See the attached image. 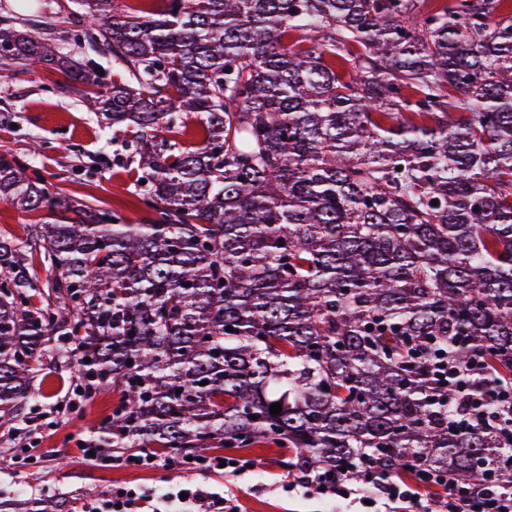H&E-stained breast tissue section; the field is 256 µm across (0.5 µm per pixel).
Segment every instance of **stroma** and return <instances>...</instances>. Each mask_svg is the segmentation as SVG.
Returning <instances> with one entry per match:
<instances>
[{
    "instance_id": "obj_1",
    "label": "stroma",
    "mask_w": 512,
    "mask_h": 512,
    "mask_svg": "<svg viewBox=\"0 0 512 512\" xmlns=\"http://www.w3.org/2000/svg\"><path fill=\"white\" fill-rule=\"evenodd\" d=\"M71 0H32L18 8L0 0V15L47 24L48 35L63 51L93 58L111 72V52L75 44L67 18ZM62 76L52 71L21 74L0 81V113L13 115L0 127V152L34 166L50 191H65L91 205L115 210L131 224H150L158 214L136 194L130 169L116 162L120 143L112 130L83 99L81 85L59 88ZM43 142L41 154L30 150ZM79 360L60 337H52L43 366L31 382L30 396L0 420V512H94L106 492L123 484L153 497L174 491L175 470L127 469L104 460L89 461L79 452L81 441L105 439L104 419L119 399L112 390L89 396L80 389ZM254 466L236 477L212 472L198 483L220 492L231 488L240 512H360L351 499H321L299 487L286 491L284 451L254 447L244 451Z\"/></svg>"
}]
</instances>
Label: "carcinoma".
<instances>
[{"label": "carcinoma", "instance_id": "1", "mask_svg": "<svg viewBox=\"0 0 512 512\" xmlns=\"http://www.w3.org/2000/svg\"><path fill=\"white\" fill-rule=\"evenodd\" d=\"M165 2L78 0L75 40L117 67L106 88L94 59L0 16V78L88 87L160 214L127 224L0 153V202L47 210L0 237V410L67 336L87 394L120 393L114 448L273 440L298 471L367 454L471 490L512 470V407L448 427L485 383L512 392L503 0ZM37 245L55 309L36 301ZM473 360L485 380L435 381Z\"/></svg>", "mask_w": 512, "mask_h": 512}]
</instances>
